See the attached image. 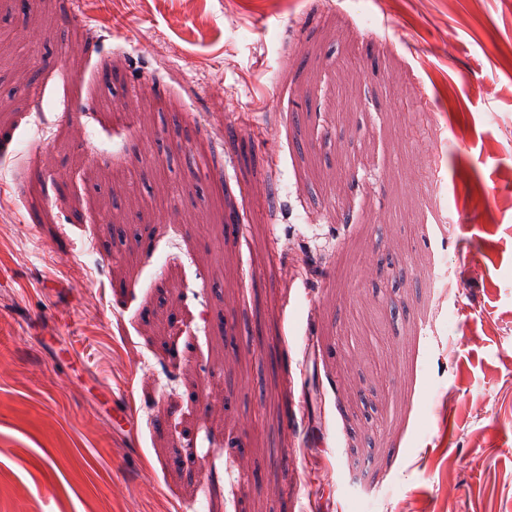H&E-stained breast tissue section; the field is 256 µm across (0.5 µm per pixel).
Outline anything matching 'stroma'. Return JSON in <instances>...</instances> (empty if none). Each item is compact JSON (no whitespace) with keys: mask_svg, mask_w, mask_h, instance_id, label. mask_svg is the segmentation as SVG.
<instances>
[{"mask_svg":"<svg viewBox=\"0 0 512 512\" xmlns=\"http://www.w3.org/2000/svg\"><path fill=\"white\" fill-rule=\"evenodd\" d=\"M203 4L0 0V512H512V0ZM447 265H448L447 256L441 251L432 249L428 256V261H427L425 269H424V275L431 278V288H432L431 301H430V304L427 307V309L424 313V316H423V321L427 325L429 324L430 315L440 297L438 291L435 290V287H434L433 274H434V271L436 270V268L447 267Z\"/></svg>","mask_w":512,"mask_h":512,"instance_id":"stroma-1","label":"stroma"}]
</instances>
